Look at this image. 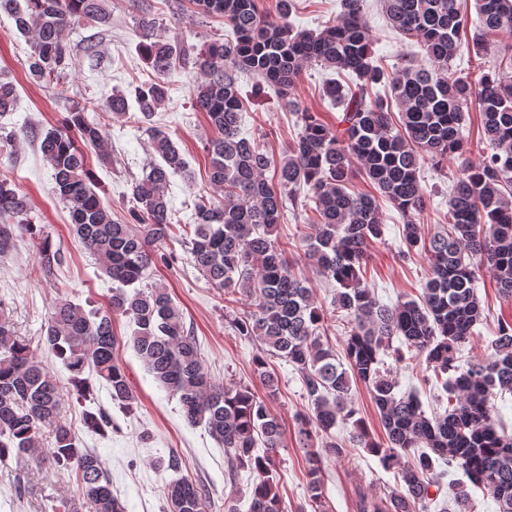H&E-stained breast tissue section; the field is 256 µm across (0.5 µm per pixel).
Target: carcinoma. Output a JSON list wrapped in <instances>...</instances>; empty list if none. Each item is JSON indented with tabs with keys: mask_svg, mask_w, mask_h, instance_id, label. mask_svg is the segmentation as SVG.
Masks as SVG:
<instances>
[{
	"mask_svg": "<svg viewBox=\"0 0 512 512\" xmlns=\"http://www.w3.org/2000/svg\"><path fill=\"white\" fill-rule=\"evenodd\" d=\"M188 2L197 14L223 18L224 37L198 47L184 37H167L154 13L139 14V47L152 78L112 94L101 108L117 120L139 124L158 157L134 179L126 220L112 219L110 208L89 185L87 150H97L104 163L111 156L105 131L88 116V106L72 103L63 128L42 134L40 142L53 171L54 193L69 211L72 236L112 280L106 310L88 311L60 297L40 336L68 372V389L85 405L84 430L107 439L114 429L111 414L89 405L98 384L123 413L135 408L136 396L115 358L112 318L120 315L134 325L129 342L156 382L178 398L185 421L204 426L224 448L228 480L244 469L255 475L248 512H283L272 477L280 422L250 386L213 383L183 312L166 287L149 282V270L170 258V176L187 167L153 117L168 99L164 77L192 67L205 77L193 94V107L206 113L213 131L206 146L209 182L224 191V199L196 202L195 222L183 228L190 261L209 286L249 301L250 309L231 325L238 335L259 343L254 373L268 393L275 392L278 382L267 370V357L287 361L299 374L311 401V412L299 414L296 422L307 449L312 503L323 508L322 456L344 453L332 434L341 421L352 426V446L367 449L398 475V487L389 493L359 495L358 512H430L436 502L431 489L440 488V480L456 468L469 484L453 485L455 512H474L470 485L492 499L497 512H512V436L498 432L502 414L491 402L497 390L512 392V322H499L491 354L465 363L459 357L482 317L475 291L478 275L488 273L501 296L512 301V75L492 68L470 81L449 72L463 48L465 19L458 0H382L387 23L415 39L429 61L426 66L403 58L392 72L374 56L363 0H341L336 22L316 31L299 30L289 21L295 0H275L273 14L258 0ZM477 2L481 29L472 38L475 54L491 52L512 65V42H489L512 33V0ZM0 11L11 16L18 32L32 36L26 61L30 78L68 98V33L82 22L108 23L102 0H0ZM315 65L351 76L346 86L330 79L321 88L323 98L343 108L334 128L293 97L302 72ZM245 73L272 87L299 117L300 129L279 161L242 132L239 80ZM379 85L386 96L376 91ZM16 100L15 85L0 79V116L10 113ZM391 100L400 114L397 128ZM473 105L482 116L481 140L491 151L457 168L451 177L448 228L427 240L420 230V168L425 163L442 168L449 158L469 151L459 132ZM354 158L378 195L351 190ZM271 170L273 182L265 177ZM380 197L401 214L407 251H418L427 260L428 281L418 301L384 305L363 278L367 252L385 234ZM288 202L303 207L315 226L313 238L302 236L309 240L308 257L336 282L328 309L312 301L310 287L295 276L285 249L273 237ZM31 210L29 196L9 171H0V255L26 234L49 266L60 256L34 232ZM329 315L346 323L342 357L322 341ZM395 340L399 345H393ZM385 355L398 363L425 359L435 384L448 394L447 412L430 418L416 395L398 393L384 369ZM354 380L365 385L378 410L386 433L383 444L370 437L348 401ZM61 396L59 379L15 334L0 299V465L20 455L35 456L75 475L89 512H127L112 493L98 456L79 447L60 418ZM46 428L53 442L45 449L41 435ZM404 455L409 456L406 462ZM208 499L199 483L181 476L167 485L163 512H208Z\"/></svg>",
	"mask_w": 512,
	"mask_h": 512,
	"instance_id": "obj_1",
	"label": "carcinoma"
}]
</instances>
